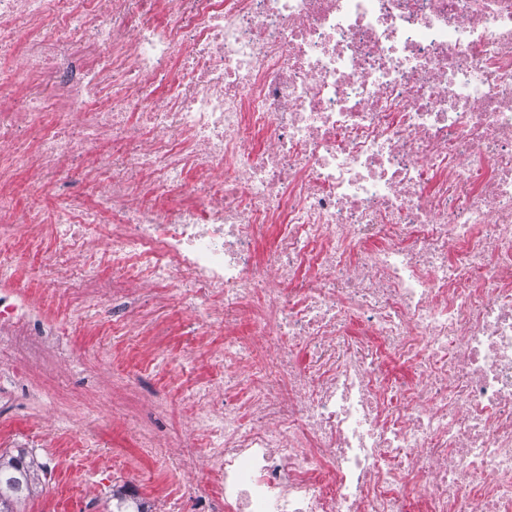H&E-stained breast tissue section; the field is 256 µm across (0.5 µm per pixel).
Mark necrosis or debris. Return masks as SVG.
<instances>
[{"mask_svg":"<svg viewBox=\"0 0 512 512\" xmlns=\"http://www.w3.org/2000/svg\"><path fill=\"white\" fill-rule=\"evenodd\" d=\"M50 2L0 0V240L79 263L54 322L0 258V385L166 335L148 286L232 362L177 386L199 512H512V0ZM32 168L100 190L20 216Z\"/></svg>","mask_w":512,"mask_h":512,"instance_id":"1","label":"necrosis or debris"}]
</instances>
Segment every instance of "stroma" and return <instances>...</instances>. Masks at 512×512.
Returning <instances> with one entry per match:
<instances>
[{
  "label": "stroma",
  "mask_w": 512,
  "mask_h": 512,
  "mask_svg": "<svg viewBox=\"0 0 512 512\" xmlns=\"http://www.w3.org/2000/svg\"><path fill=\"white\" fill-rule=\"evenodd\" d=\"M67 192L64 186H40L31 170L15 180V207L20 212L49 214ZM141 300L170 325L163 340L169 378L144 371L149 346L133 340L117 353L102 329L75 327L69 335L70 356L57 364L55 374L32 370L23 392L0 399V429L20 433L41 419L52 427L42 446L33 450L43 465L41 482L20 503L21 512H112L111 473L115 470L148 506L169 490L187 489L193 480L205 477L204 466L179 471L170 463L176 444L189 438L191 423L189 410L170 401L169 380L215 378L212 357L223 350L224 333L218 329L191 339L176 302H160L148 291L142 292ZM143 403L159 408L155 420L159 446L148 456L138 448L125 419L129 408ZM86 425L97 431L98 447H59L60 433Z\"/></svg>",
  "instance_id": "obj_1"
}]
</instances>
